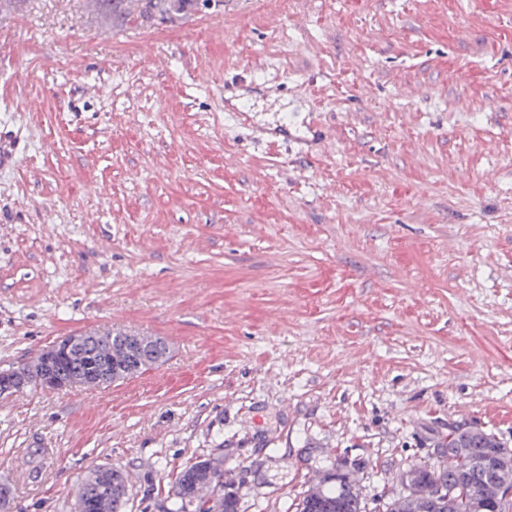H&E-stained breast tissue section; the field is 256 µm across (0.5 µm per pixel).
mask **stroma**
Masks as SVG:
<instances>
[{
    "label": "stroma",
    "mask_w": 512,
    "mask_h": 512,
    "mask_svg": "<svg viewBox=\"0 0 512 512\" xmlns=\"http://www.w3.org/2000/svg\"><path fill=\"white\" fill-rule=\"evenodd\" d=\"M284 117L292 141L253 144ZM1 141L0 370L87 332L171 346L117 386L0 396L10 512H71L99 464L163 512L213 456L241 512H295L339 463L398 491L455 425L512 445V0H234L121 31L22 0Z\"/></svg>",
    "instance_id": "obj_1"
}]
</instances>
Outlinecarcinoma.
<instances>
[{"mask_svg": "<svg viewBox=\"0 0 512 512\" xmlns=\"http://www.w3.org/2000/svg\"><path fill=\"white\" fill-rule=\"evenodd\" d=\"M97 14L114 28L175 25L224 6V0H90ZM126 335L102 334L96 340L79 336L67 358L49 371L61 380L74 379L86 388H106L159 367L170 358V346L158 336L139 340L150 355L136 358ZM43 361L35 359L7 372L37 388ZM444 447L452 465L414 466L401 475V490L376 505L378 512H512V448L480 428L448 429ZM128 474L120 467L95 466L82 479L74 512H126L130 500ZM239 500L224 492V465L197 460L176 476L175 493L168 512H240ZM296 512H369L354 474L338 463L336 469L309 485L299 498Z\"/></svg>", "mask_w": 512, "mask_h": 512, "instance_id": "obj_1", "label": "carcinoma"}]
</instances>
